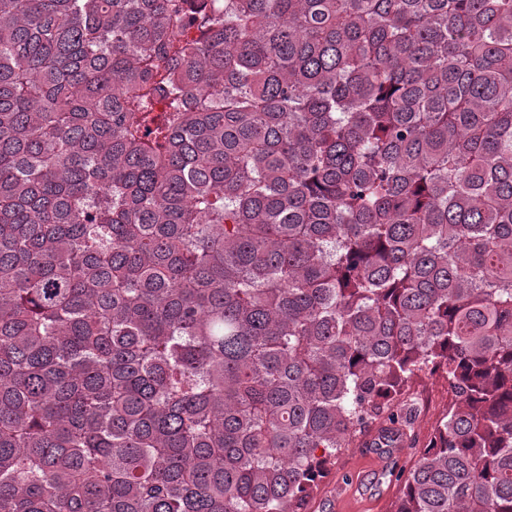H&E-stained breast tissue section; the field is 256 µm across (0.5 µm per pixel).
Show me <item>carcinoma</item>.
<instances>
[{
    "instance_id": "1",
    "label": "carcinoma",
    "mask_w": 512,
    "mask_h": 512,
    "mask_svg": "<svg viewBox=\"0 0 512 512\" xmlns=\"http://www.w3.org/2000/svg\"><path fill=\"white\" fill-rule=\"evenodd\" d=\"M0 0V512H512V0ZM167 102L153 112L149 101ZM409 389L428 392L430 404L420 412L414 404H402L415 411L411 429L400 448L385 453L374 448L375 428L345 448L319 486L306 500L305 512H390L399 495L396 477L408 472L418 458L422 443L448 408L450 394L446 381L437 376L415 378Z\"/></svg>"
}]
</instances>
